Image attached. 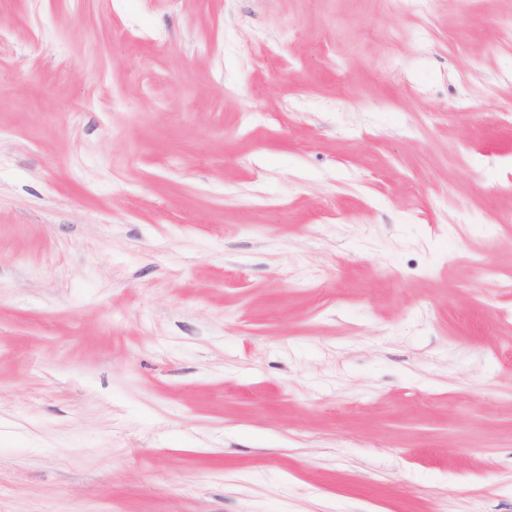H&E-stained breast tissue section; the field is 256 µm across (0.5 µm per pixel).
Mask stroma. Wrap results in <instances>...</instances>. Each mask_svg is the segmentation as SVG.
<instances>
[{"label":"stroma","instance_id":"stroma-1","mask_svg":"<svg viewBox=\"0 0 512 512\" xmlns=\"http://www.w3.org/2000/svg\"><path fill=\"white\" fill-rule=\"evenodd\" d=\"M511 272L512 0H0V512H512Z\"/></svg>","mask_w":512,"mask_h":512}]
</instances>
